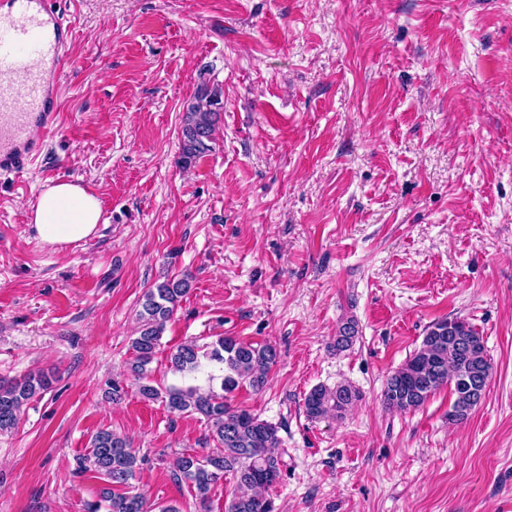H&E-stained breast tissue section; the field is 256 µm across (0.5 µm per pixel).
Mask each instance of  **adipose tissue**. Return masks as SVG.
I'll return each instance as SVG.
<instances>
[{
	"label": "adipose tissue",
	"mask_w": 512,
	"mask_h": 512,
	"mask_svg": "<svg viewBox=\"0 0 512 512\" xmlns=\"http://www.w3.org/2000/svg\"><path fill=\"white\" fill-rule=\"evenodd\" d=\"M101 219L96 194L71 182H56L40 191L28 222L47 244L64 246L92 237Z\"/></svg>",
	"instance_id": "adipose-tissue-1"
}]
</instances>
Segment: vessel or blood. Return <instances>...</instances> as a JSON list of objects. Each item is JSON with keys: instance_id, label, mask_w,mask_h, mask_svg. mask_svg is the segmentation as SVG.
Returning a JSON list of instances; mask_svg holds the SVG:
<instances>
[{"instance_id": "1", "label": "vessel or blood", "mask_w": 512, "mask_h": 512, "mask_svg": "<svg viewBox=\"0 0 512 512\" xmlns=\"http://www.w3.org/2000/svg\"><path fill=\"white\" fill-rule=\"evenodd\" d=\"M69 28L50 0H0V172L22 173L53 133ZM37 57L29 65L28 57Z\"/></svg>"}]
</instances>
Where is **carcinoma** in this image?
I'll return each mask as SVG.
<instances>
[{
    "mask_svg": "<svg viewBox=\"0 0 512 512\" xmlns=\"http://www.w3.org/2000/svg\"><path fill=\"white\" fill-rule=\"evenodd\" d=\"M223 110L220 93L201 83L197 93L183 107L180 159L190 167L210 150L216 125ZM192 288L190 274L164 276L143 295L138 311L137 336L131 341L130 371L138 381V392L147 400L160 399L175 414H197L210 427L211 437L220 451L201 455L184 454L172 463L173 480L194 490L200 504L209 500L212 488L231 474L239 492L225 506V512H274L264 491L281 473L280 439L277 428L245 409H235L226 395L247 385L259 390L276 362L269 345L241 342L220 336L201 351L195 344H183L170 355V368L182 374L193 373L201 358L222 366L221 392H201L196 387L161 389L153 385L152 363L167 322ZM357 321L348 318L336 329L332 350L340 353L352 347L358 338ZM491 372L483 336L469 322L444 318L433 323L421 346L386 380L381 394L383 405L394 411L420 407L444 386L450 387L454 400L448 417L463 421L480 403ZM55 373L38 371L10 379L0 377V433L14 430L26 406L53 387ZM359 400V392L340 384L333 389L318 386L305 398L306 414L320 418L331 412L344 415ZM139 449L124 436L111 430H99L91 439L82 467L112 484L103 491V501L88 504L86 512H151L139 494L118 492L134 479L139 469Z\"/></svg>",
    "mask_w": 512,
    "mask_h": 512,
    "instance_id": "1",
    "label": "carcinoma"
}]
</instances>
